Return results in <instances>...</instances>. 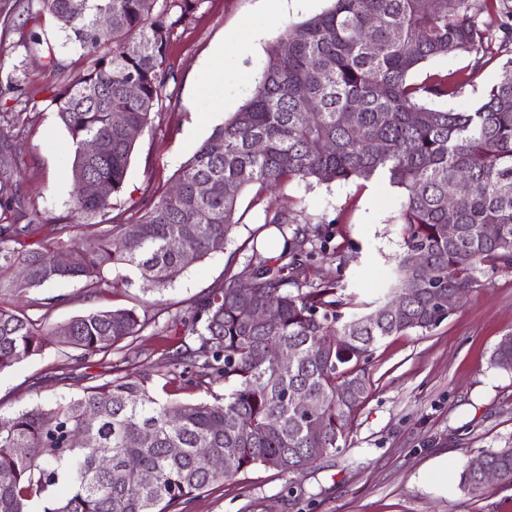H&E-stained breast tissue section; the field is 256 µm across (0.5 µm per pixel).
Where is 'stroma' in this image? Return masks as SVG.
I'll return each mask as SVG.
<instances>
[{"label": "stroma", "instance_id": "stroma-1", "mask_svg": "<svg viewBox=\"0 0 512 512\" xmlns=\"http://www.w3.org/2000/svg\"><path fill=\"white\" fill-rule=\"evenodd\" d=\"M332 5V0H286L279 21H270L265 0H203L178 26L167 52L168 87L155 106L150 126L137 138L123 191L112 200L113 215L136 218L165 192L172 175L248 100L267 61L269 46L289 26ZM498 51L482 64L473 57H440L417 69L411 82L456 70H475L470 85L455 97L432 99L440 109L479 104L498 81L512 45H502L512 25V0L504 11L482 14ZM33 30L56 52L48 67L43 52L25 36ZM223 48L217 73L220 94L198 95L195 77ZM79 49L66 44L59 22L38 0H0V103L12 109L9 151L17 161L13 189L26 213L56 224L72 223L69 136L51 103L52 89L86 68ZM400 192L383 179L330 185L291 183L280 193L242 195L236 225L223 251L186 269L162 292H147L138 273L126 286L88 296L81 283L65 280L34 291L37 299L66 296L50 319L62 323L86 310L133 308L155 318L137 342V352L80 358L52 348L0 372V415L48 406L78 396L85 387L111 379L113 366L127 372L155 370L180 346L197 303L229 273L244 271L262 241L276 232L267 210L322 225L330 245L353 258L345 272L315 262L311 280L343 277L364 299L376 298L394 258L401 252L396 215ZM512 332V271L482 277L481 285L458 303L447 319L427 333L390 336L377 344L368 372L372 389L356 412L339 453L283 474L261 466L200 492L187 512H512V487L494 485L479 498L464 493L460 474L481 449L512 442V373L493 369L489 356ZM447 457L448 473L430 463Z\"/></svg>", "mask_w": 512, "mask_h": 512}]
</instances>
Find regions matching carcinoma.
I'll use <instances>...</instances> for the list:
<instances>
[{
  "label": "carcinoma",
  "instance_id": "1",
  "mask_svg": "<svg viewBox=\"0 0 512 512\" xmlns=\"http://www.w3.org/2000/svg\"><path fill=\"white\" fill-rule=\"evenodd\" d=\"M40 2L90 58L53 96L69 135L70 213L108 228L91 239L72 234L74 224L47 225L38 215L28 224L0 217V372L53 346L83 357L133 351L149 325L133 309H91L54 324L46 312L34 319L7 308L5 295L70 279L99 294L115 287L108 274L121 267L160 293L224 249L249 187L260 196L294 180L382 177L401 192L403 252L383 294L367 302L339 279L309 281L315 256L343 269L354 257L327 249L321 225L292 227L287 215L274 214L270 223L283 239L277 261L252 256L246 295L236 275L209 290L186 328L192 343L163 362L162 376L190 373L210 398L162 401L153 374L116 368L67 402L0 416V512H179L205 488L254 466L295 474L341 451L371 390L367 363L380 341L431 331L448 318V296L512 269V60L475 108L425 103L457 95L468 72L410 81L433 58L493 53L478 16L500 0H455L452 9L448 0H334L279 36L252 96L175 174L178 193L158 196L134 221L111 216L135 146L114 114L128 126L150 125L166 91L174 29L201 0ZM131 79L139 84L134 98L125 92ZM87 141L97 144L95 154L85 153ZM89 180L105 182L107 194L84 196ZM45 227L54 235L50 246L35 240ZM175 239L188 240V249H171ZM61 249L75 255L67 269L55 263ZM259 309L268 320L252 316ZM490 364L512 373L511 333ZM219 382L222 395L211 391ZM145 431L151 440H143ZM198 448L225 467L211 468ZM101 455L112 457L107 471L97 466ZM484 467L512 486V446L468 460L460 486L474 497L488 488Z\"/></svg>",
  "mask_w": 512,
  "mask_h": 512
}]
</instances>
